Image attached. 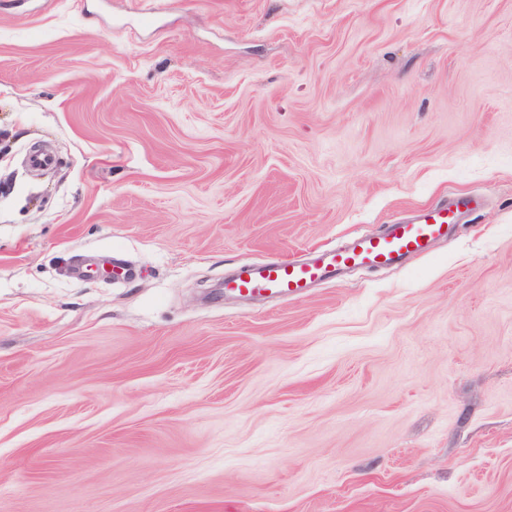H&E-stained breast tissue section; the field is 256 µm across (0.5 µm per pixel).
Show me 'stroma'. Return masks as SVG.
I'll return each mask as SVG.
<instances>
[{
    "mask_svg": "<svg viewBox=\"0 0 512 512\" xmlns=\"http://www.w3.org/2000/svg\"><path fill=\"white\" fill-rule=\"evenodd\" d=\"M0 512H512V0H0ZM475 203L470 196H458L449 205L418 208L414 220L389 224L377 236L356 235L347 249H320L307 260L242 266L235 277L224 280V293H267L288 300L351 268L397 265L410 254L427 252L429 243L448 234V227Z\"/></svg>",
    "mask_w": 512,
    "mask_h": 512,
    "instance_id": "35a3bbf8",
    "label": "stroma"
}]
</instances>
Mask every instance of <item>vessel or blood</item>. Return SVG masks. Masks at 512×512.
Here are the masks:
<instances>
[{
    "instance_id": "1",
    "label": "vessel or blood",
    "mask_w": 512,
    "mask_h": 512,
    "mask_svg": "<svg viewBox=\"0 0 512 512\" xmlns=\"http://www.w3.org/2000/svg\"><path fill=\"white\" fill-rule=\"evenodd\" d=\"M468 196L451 203L418 208L411 222L388 225L376 236L356 235L349 248L320 249L309 259L272 261L242 266L235 277L225 281L232 293H267L283 300L301 297L316 282L325 281L356 267L393 266L406 256L426 252L432 240L447 234L459 215L472 209Z\"/></svg>"
}]
</instances>
